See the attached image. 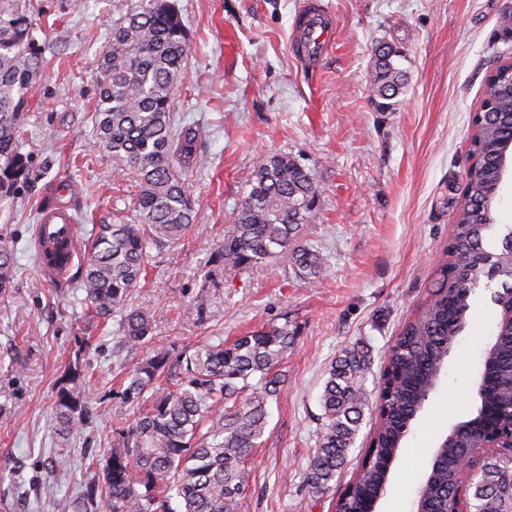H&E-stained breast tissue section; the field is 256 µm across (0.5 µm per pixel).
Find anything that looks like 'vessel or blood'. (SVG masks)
Here are the masks:
<instances>
[{"instance_id":"b4317fda","label":"vessel or blood","mask_w":512,"mask_h":512,"mask_svg":"<svg viewBox=\"0 0 512 512\" xmlns=\"http://www.w3.org/2000/svg\"><path fill=\"white\" fill-rule=\"evenodd\" d=\"M335 27L336 17L324 0H303L295 14L291 48L304 68H319ZM80 253L74 217L64 209L45 210L37 226V267L42 280L54 286L67 282Z\"/></svg>"}]
</instances>
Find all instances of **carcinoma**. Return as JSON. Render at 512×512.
I'll use <instances>...</instances> for the list:
<instances>
[{
  "instance_id": "cac0c4a2",
  "label": "carcinoma",
  "mask_w": 512,
  "mask_h": 512,
  "mask_svg": "<svg viewBox=\"0 0 512 512\" xmlns=\"http://www.w3.org/2000/svg\"><path fill=\"white\" fill-rule=\"evenodd\" d=\"M34 0H0V201L31 181L21 152L24 111L48 61L35 32ZM189 43L169 0H136L112 27L109 49L99 62L93 143L112 157L119 176L137 183L134 221L117 215L96 225L81 288L86 313L108 319L149 275L148 249L180 242L192 230L194 202L185 176L197 162L199 129H173L171 110ZM398 51L374 60L369 97L388 112L407 86ZM512 139V68L486 74L479 109L471 119L468 165L451 238L430 298L402 327L378 380L376 426L364 460L332 500L333 512H364L385 492L390 463L412 421L434 390L448 350L467 325L470 296L484 276L486 252L497 256L500 279L495 302L512 303V227L492 243L498 225L493 203L506 171L503 145ZM311 171L287 155L261 158L245 193L224 227V241L211 254L207 275L241 272L276 262L283 269L316 276L320 251L301 236L316 209ZM12 254L0 249V292L12 286ZM125 343L138 347L152 330L143 310L124 314ZM295 336L288 324L238 336L231 342L195 345L179 354L158 352L132 363L120 381L122 401L134 418L122 431L103 469L101 489H85L73 512H243L251 495L247 460L268 425L270 401L284 382L280 365ZM368 350L354 344L331 365L319 398L316 448L309 456L308 492L336 488L368 407ZM488 393L512 415V317L498 310L495 333L484 353ZM68 368L57 392L56 431L66 436L87 415L80 381ZM478 438L461 432L436 454L441 462L419 486L422 512H448L461 484V462ZM471 512H512V465L490 458L468 479Z\"/></svg>"
}]
</instances>
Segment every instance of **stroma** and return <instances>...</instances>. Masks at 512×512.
I'll use <instances>...</instances> for the list:
<instances>
[{
	"label": "stroma",
	"mask_w": 512,
	"mask_h": 512,
	"mask_svg": "<svg viewBox=\"0 0 512 512\" xmlns=\"http://www.w3.org/2000/svg\"><path fill=\"white\" fill-rule=\"evenodd\" d=\"M189 52L172 112L200 129L196 169L186 181L192 232L151 250V281L125 307L150 311L141 349L123 343L120 315L88 325L75 285L41 282L33 243L49 187L69 182L59 202L76 210L90 243L100 215H128L136 187L112 176L93 149L90 112L97 63L112 26L132 0H37V36L50 65L24 117L22 151L32 180L0 203V247L15 261L0 293V512H70L77 491L103 479L106 455L133 410L117 394L126 362L287 325L295 344L285 384L249 462L246 512H328L330 494L305 485L317 443L319 396L342 348L371 356L365 387L375 394L383 360L403 324L429 297L462 197L471 118L503 45L498 22L512 0H325L336 38L320 70L300 68L290 48L298 0H172ZM396 45L408 86L391 112L369 99L378 43ZM287 154L310 170L318 204L304 237L321 251L318 276L268 264L208 279V259L257 162ZM193 316H184L185 307ZM497 307L476 289L466 329L413 421L378 512H412L440 438L479 406L476 381ZM86 373L89 417L67 437L55 429L57 382L70 362Z\"/></svg>",
	"instance_id": "1"
}]
</instances>
